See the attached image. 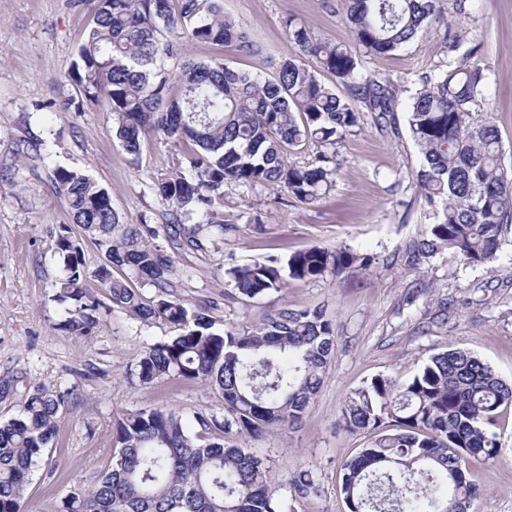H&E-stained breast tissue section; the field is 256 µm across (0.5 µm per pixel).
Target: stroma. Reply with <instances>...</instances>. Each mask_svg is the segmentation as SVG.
Wrapping results in <instances>:
<instances>
[{
  "instance_id": "35a3bbf8",
  "label": "stroma",
  "mask_w": 512,
  "mask_h": 512,
  "mask_svg": "<svg viewBox=\"0 0 512 512\" xmlns=\"http://www.w3.org/2000/svg\"><path fill=\"white\" fill-rule=\"evenodd\" d=\"M444 8L448 26H431L389 55L361 53L363 72L390 83L404 103L422 76L443 74L462 61L465 48L480 44L484 95L512 169V0H444ZM224 12L277 58L292 52V22L335 43H354L340 0H224ZM92 25L86 0H0V420L16 417L39 386L72 392L78 402L60 419L34 469L24 512H49L66 495L95 485L112 464L122 415L171 407L190 422L224 412L221 394L201 383H138L144 348L173 331L113 305L97 281L86 284L100 303L95 328L77 336L63 327L64 308L54 299L62 266L53 235L71 218L54 168L89 175L107 189L126 223L159 225L164 205L150 185L182 153L152 136L139 156L127 154L112 133L107 94L81 114L59 111L61 99L79 94L69 73ZM449 27L462 36L461 49L445 43ZM214 58L241 71L261 68L235 47L184 40L182 60ZM418 159L405 111L381 124L363 113L360 127L338 146L336 185L322 200L307 205L271 185L229 187L223 242L202 255L174 257L178 268L193 271L180 294L192 304L214 302L218 324L255 325L284 306L321 308L332 321L336 357L301 422L270 427L247 444L278 478L313 469L316 492L290 498L288 512H348L340 466L366 440L345 431L341 410L372 377L406 381L430 354L454 346L512 382V231L490 268L463 266L447 251L419 262L409 258L408 244L434 221L417 185ZM255 215L260 224L252 223ZM311 246L346 248L372 263L292 281L282 293L250 301L229 297V268ZM497 433L499 457L471 468L481 491L477 512H512V409L501 415Z\"/></svg>"
}]
</instances>
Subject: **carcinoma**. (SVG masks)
Listing matches in <instances>:
<instances>
[{"label":"carcinoma","instance_id":"cac0c4a2","mask_svg":"<svg viewBox=\"0 0 512 512\" xmlns=\"http://www.w3.org/2000/svg\"><path fill=\"white\" fill-rule=\"evenodd\" d=\"M355 47L291 25L293 52L264 54L245 30L224 15L223 0H90L94 25L70 73L81 98L65 104L84 111L102 92L112 100L115 136L138 157L145 138L159 135L185 148L184 161L151 184L168 204L166 224H126L108 191L90 176L58 166L53 179L73 223L105 252L107 263L86 269L79 243L60 227L55 253L62 263L56 300L78 335L96 323L99 303L87 295L96 278L112 303L175 331L146 346L138 380L199 381L224 397V414L199 415L197 424L242 439L271 425L298 423L318 393L336 353L332 324L320 309L278 310L263 323L215 329L212 307L192 306L178 293L171 253L207 250L203 228L224 233V187L275 185L314 204L336 183V145L359 126L362 91L367 111L381 120L399 103L391 87L363 78L357 49L386 55L409 44L436 18L439 0H342ZM224 45L263 58L273 76L230 68L221 59L186 61L176 75L157 66L179 58L181 38ZM465 60L427 77L406 104L420 153L417 184L436 221L409 245L416 260L450 251L466 267L496 262L502 235L512 227V174L503 166L499 133L483 93L484 68ZM336 81L326 86L317 72ZM322 147L317 163L287 161V151ZM347 249L313 246L227 271L238 297L280 292L288 280L319 279L371 264ZM129 269L155 289L146 300L112 276ZM69 393L34 390L18 416L0 421V512H22L33 467L49 448ZM512 407V383L470 352L448 347L431 354L410 380L377 375L346 399L347 430L369 440L341 465L349 512H474L471 459L500 455L490 430ZM112 466L81 495L51 512H285L282 490L304 496L316 489L312 468L282 484L243 446L204 442L173 408L128 413L118 419Z\"/></svg>","mask_w":512,"mask_h":512}]
</instances>
